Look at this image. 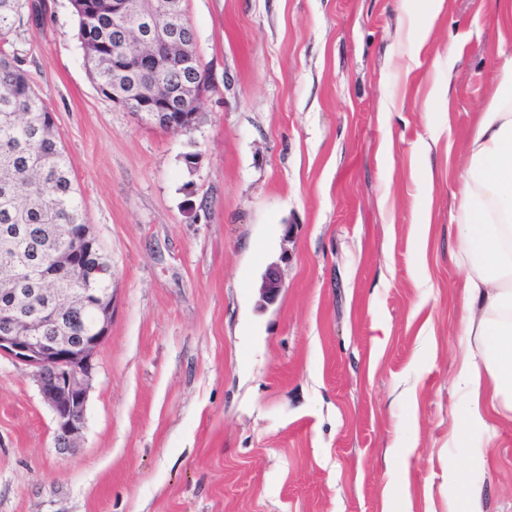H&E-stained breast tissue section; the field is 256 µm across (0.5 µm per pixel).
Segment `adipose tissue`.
Returning <instances> with one entry per match:
<instances>
[{"mask_svg":"<svg viewBox=\"0 0 512 512\" xmlns=\"http://www.w3.org/2000/svg\"><path fill=\"white\" fill-rule=\"evenodd\" d=\"M455 221L465 272L459 330L465 343L456 375L471 457L494 436L490 413L512 420V60L498 74L461 176Z\"/></svg>","mask_w":512,"mask_h":512,"instance_id":"ef3b65f1","label":"adipose tissue"}]
</instances>
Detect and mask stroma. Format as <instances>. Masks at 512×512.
Here are the masks:
<instances>
[{
	"label": "stroma",
	"mask_w": 512,
	"mask_h": 512,
	"mask_svg": "<svg viewBox=\"0 0 512 512\" xmlns=\"http://www.w3.org/2000/svg\"><path fill=\"white\" fill-rule=\"evenodd\" d=\"M499 0H184L206 79L162 129L89 76L70 0L13 49L112 263L80 445L0 357V512H512V422L469 457L452 216L512 58ZM276 269L281 289L261 295ZM448 480L463 485L466 491L463 501L452 500L448 502V512H483L480 492L470 481L466 471L457 466L448 467Z\"/></svg>",
	"instance_id": "stroma-1"
}]
</instances>
